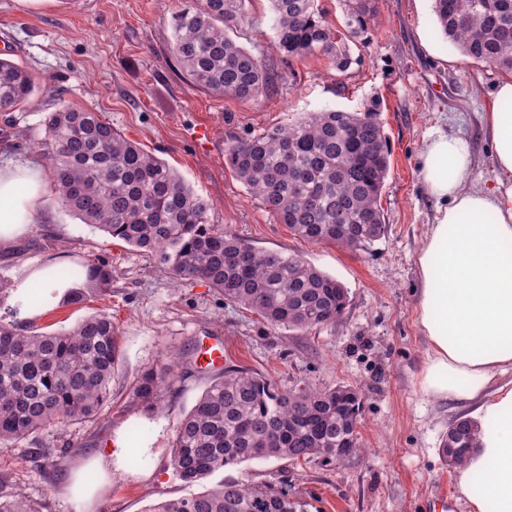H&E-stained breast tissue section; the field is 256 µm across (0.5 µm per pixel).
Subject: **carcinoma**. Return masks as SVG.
Masks as SVG:
<instances>
[{
    "label": "carcinoma",
    "instance_id": "1",
    "mask_svg": "<svg viewBox=\"0 0 512 512\" xmlns=\"http://www.w3.org/2000/svg\"><path fill=\"white\" fill-rule=\"evenodd\" d=\"M246 0H205L172 18L173 53L199 88L238 99L266 95L273 77L262 57L228 37ZM275 47L290 59L326 57L339 71L364 49L376 0H339L343 29L317 0H269ZM442 35L462 53L512 75V0H434ZM30 73L0 58V112H13L33 91ZM373 98L356 112H307L284 127L233 137L224 159L236 179L293 235L352 252L382 238L379 200L389 148ZM42 143L56 180V200L85 224L150 254L176 282L202 280L271 326L308 332L336 322L348 290L299 255L261 250L207 222L211 205L165 162L126 138L99 113L62 103L47 113ZM81 282L73 304L112 282V266L81 263L60 272ZM120 346L112 315H89L73 328L24 332L0 322V443L37 442L40 434L101 417ZM178 363L145 370L132 394L153 408L179 381ZM361 400L346 386H279L258 373L226 370L175 426L171 467L192 487L228 466L254 459L336 463L360 455ZM478 427L459 417L448 426L442 457L465 462ZM0 512H36L20 497L0 496ZM144 512H305L286 487L226 480L200 493L150 505Z\"/></svg>",
    "mask_w": 512,
    "mask_h": 512
}]
</instances>
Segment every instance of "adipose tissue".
<instances>
[{
  "instance_id": "ef3b65f1",
  "label": "adipose tissue",
  "mask_w": 512,
  "mask_h": 512,
  "mask_svg": "<svg viewBox=\"0 0 512 512\" xmlns=\"http://www.w3.org/2000/svg\"><path fill=\"white\" fill-rule=\"evenodd\" d=\"M482 117L497 178L470 184L474 158L466 141L443 132L428 141L421 175L441 201L417 257V323L428 342L418 376L421 392L470 407L479 428L457 474L456 490L470 512H512V82L496 83ZM47 193L33 161L0 164V246L22 236ZM43 289L34 303L32 283ZM64 285L40 270L18 280L14 303L30 318Z\"/></svg>"
}]
</instances>
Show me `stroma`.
<instances>
[{
  "instance_id": "stroma-1",
  "label": "stroma",
  "mask_w": 512,
  "mask_h": 512,
  "mask_svg": "<svg viewBox=\"0 0 512 512\" xmlns=\"http://www.w3.org/2000/svg\"><path fill=\"white\" fill-rule=\"evenodd\" d=\"M203 6L204 0H0V57L35 78L18 109L0 113V159L45 163L44 119L62 95L174 169L210 202L212 227L267 251L302 255L347 288V306L335 323L307 333L274 329L203 281L174 283L167 266L82 223L54 197L43 199L27 233L0 247V279L12 284L32 269L58 271L99 258L111 264L112 282L81 303L61 298L29 319L8 290L0 294V319L42 333L105 310L122 359L100 419L41 435L43 446L56 451L53 460L26 443L0 444V495L23 497L36 512H144L188 495L170 465L174 430L218 375L197 360L201 339L217 337L225 368L280 385L354 389L365 451L335 464L251 460L212 474L202 489L227 479L284 483L306 512H426L437 496L456 500L457 470L439 448L465 409L426 397L417 385L426 342L416 323V256L439 206L424 189L420 164L430 137L444 131L469 143L473 184L494 183L481 117L491 109L499 74L437 34L433 0H377L371 45L344 73L320 55L291 61L275 52L269 0H248L243 21L228 34L263 55L277 84L257 100L229 98L193 85L173 54V15ZM374 97L382 102L390 151L381 198L387 228L365 250L295 237L225 164L231 137L263 133L304 112L356 111ZM169 353L178 357L181 378L147 410L133 386ZM120 437L128 454L100 467L102 449ZM76 480L92 490V500L68 495Z\"/></svg>"
}]
</instances>
